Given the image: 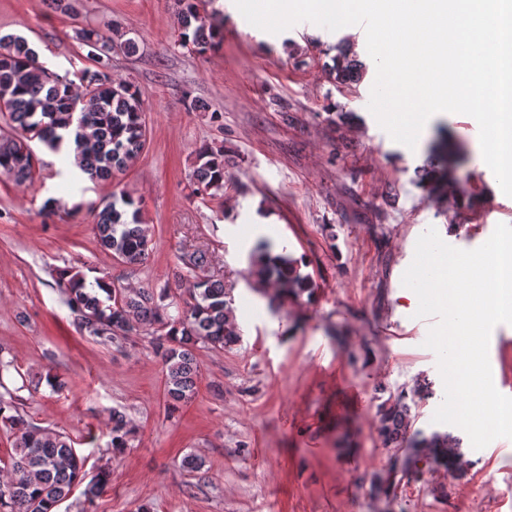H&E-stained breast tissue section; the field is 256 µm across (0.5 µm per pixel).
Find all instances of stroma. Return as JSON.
I'll return each mask as SVG.
<instances>
[{
  "label": "stroma",
  "mask_w": 512,
  "mask_h": 512,
  "mask_svg": "<svg viewBox=\"0 0 512 512\" xmlns=\"http://www.w3.org/2000/svg\"><path fill=\"white\" fill-rule=\"evenodd\" d=\"M0 0V34L28 37L41 60L69 70L79 27L111 26L139 50L112 56V76L145 93L148 143L116 183L78 176L41 143L34 183L0 176V354L16 366L5 383L35 425L70 437L86 471L112 468L94 503L81 492L58 512H512V456L474 449L462 429L434 423L444 399L436 353L424 341L433 321L402 275L418 237L435 228L470 250L497 224L512 225L506 196L475 149L479 127L465 114H437L421 148L394 142L367 108L376 67L359 33L320 26L270 34L238 20L234 0H197L222 21L221 42L200 54L177 45L175 0ZM365 65L358 84L339 87L328 70L340 53ZM204 110L187 111L184 96ZM223 114L211 123V111ZM468 147L443 172L460 207L427 193L421 180L432 143ZM222 141L229 161L222 203L190 197L196 148ZM121 188L140 199L153 235L143 265H119L98 247L93 207ZM74 201L77 216L45 217L48 198ZM304 261L313 293L270 306L273 289L248 275L253 243ZM202 249L231 285L241 336L230 348H199L197 394L165 408L164 366L150 338L103 345L78 332L55 286L58 271L82 267L134 288L174 282L182 252ZM495 386L512 383V325L491 334ZM50 372L63 383L31 386ZM414 391V429L458 437L463 471L423 468L396 494L378 490L392 452L377 433L389 394ZM135 434L109 449L113 410ZM203 465L184 467L187 455Z\"/></svg>",
  "instance_id": "35a3bbf8"
}]
</instances>
